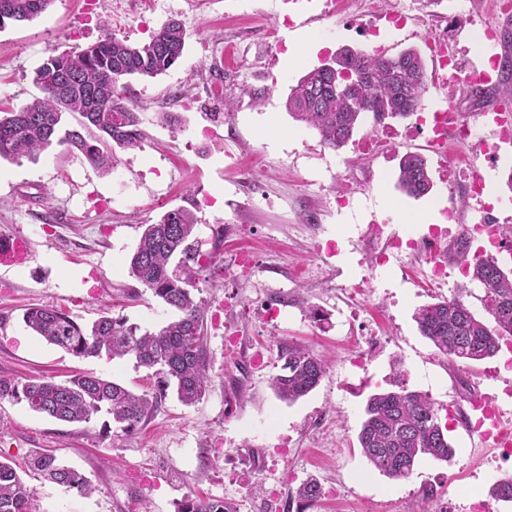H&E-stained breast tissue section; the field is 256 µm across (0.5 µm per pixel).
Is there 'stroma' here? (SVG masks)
I'll use <instances>...</instances> for the list:
<instances>
[{"label": "stroma", "instance_id": "obj_1", "mask_svg": "<svg viewBox=\"0 0 512 512\" xmlns=\"http://www.w3.org/2000/svg\"><path fill=\"white\" fill-rule=\"evenodd\" d=\"M52 0L24 23L0 29V107L18 108L39 96L35 70L51 53L81 51L104 35L130 44L149 39L171 20L189 35L179 62L153 78L129 80L128 99L143 115L142 148L118 151L104 176L54 145L38 160H0V237L27 238L32 254L23 264L0 265V377L48 376L61 383L91 372L139 393L152 388L150 371L132 360L107 355L78 358L35 336L23 323L32 306L62 309L80 324L103 309L143 328L171 316L150 290L129 273V259L144 225L183 207L198 219L195 237L213 254L215 270L199 274L209 304L208 374L203 399L183 405L168 393L141 429L125 434L107 415L91 424H69L31 411L23 402H0V459L23 463L31 449L50 450L95 485L77 494L33 474L22 478L35 490L36 512H176L188 496L220 498L236 512H296L297 487L316 477L325 495L312 512H462L466 494L488 492L512 474V463L469 440L462 427L448 437L450 461L418 460L409 478L395 480L373 470L357 435L368 398L391 389L392 370L403 365L409 388L439 405L469 409L478 394L496 395L512 408L501 377L490 376L494 359L452 363L421 336L414 314L456 295L482 313L483 288L459 272L457 249L463 227L480 204L492 206L498 223L512 224V147L498 157L479 156L481 200L460 183L466 162L450 154L447 166L429 162L434 187L421 198L398 185L399 162L425 152L423 135L410 119L373 126L364 120L343 148L325 147L317 131L294 121L285 103L292 86L341 47L394 57L439 34L449 15L470 19L448 37L462 67L489 58L491 43L475 45L487 26L512 31L495 0H376L414 25L381 26L373 37L353 27L361 0H345L344 14L321 17L324 0ZM320 16L314 36L294 64H286L287 25L282 16ZM238 108L224 114L225 100ZM498 85L482 98L455 79L430 81L424 101L432 111L454 105L470 117L502 105ZM169 112L185 121L182 132L157 123ZM350 200L337 207L336 193ZM423 212L427 223L398 225L399 210ZM455 219L445 222L444 211ZM379 222L420 240V248L375 257L387 237L365 232ZM448 224L447 247L423 241L432 226ZM448 268L441 284L427 280L432 261ZM326 318L314 323L308 306ZM380 338L366 371L352 367L367 336ZM299 341L327 359L320 384L296 402L280 400L270 387L282 345Z\"/></svg>", "mask_w": 512, "mask_h": 512}]
</instances>
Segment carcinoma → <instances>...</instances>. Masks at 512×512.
Returning <instances> with one entry per match:
<instances>
[{
    "mask_svg": "<svg viewBox=\"0 0 512 512\" xmlns=\"http://www.w3.org/2000/svg\"><path fill=\"white\" fill-rule=\"evenodd\" d=\"M52 0H0V29L6 23L30 21L44 13ZM188 35L170 21L142 44L132 45L110 35L79 53L50 55L34 72L42 96L0 115V158L35 159L52 144L83 158L109 174L116 150L141 147L143 119L128 103L123 80L153 78L183 56ZM338 70L363 74L351 94L337 88L338 79L320 65L291 88L288 113L316 130L324 145L338 150L353 137L365 114L376 123L406 118L424 104L429 89L425 62L419 51L407 49L395 57L363 50H347ZM76 114L77 126L62 129L63 116ZM399 184L412 197L433 188L427 160L408 152L399 164ZM194 214L185 208L166 211L154 224L145 225L130 260V274L151 291L174 317L155 330H143L124 317L103 316L86 329L62 310L36 306L26 310L23 322L35 335L76 357L106 354L127 357L135 367L159 376L157 390L135 394L124 386L93 373L73 376L63 384L52 380L20 382L0 378V401L26 402L37 413L68 423H92L103 412L124 433L135 432L173 386L178 399L190 406L199 402L211 383L207 372L206 304L191 291L195 272L211 261L191 237ZM468 276L485 290L483 307L489 318L476 315L458 295L426 305L415 313L422 336L440 354L453 360L482 361L497 354L501 341L512 336V274L492 256L469 262ZM280 370L271 386L282 400L294 402L315 389L327 374L325 361L302 344H290L278 354ZM437 403L423 392L400 384L372 395L358 434L368 463L396 480L409 477L421 456L446 461L454 449L445 434ZM27 470L46 480L85 495L92 491L88 478L43 450H32ZM489 496L512 502V475L495 481ZM305 508L323 497L320 482L309 478L295 491ZM35 492L17 473L16 466L0 460V512H33ZM177 512H233L222 499L186 497Z\"/></svg>",
    "mask_w": 512,
    "mask_h": 512,
    "instance_id": "cac0c4a2",
    "label": "carcinoma"
}]
</instances>
